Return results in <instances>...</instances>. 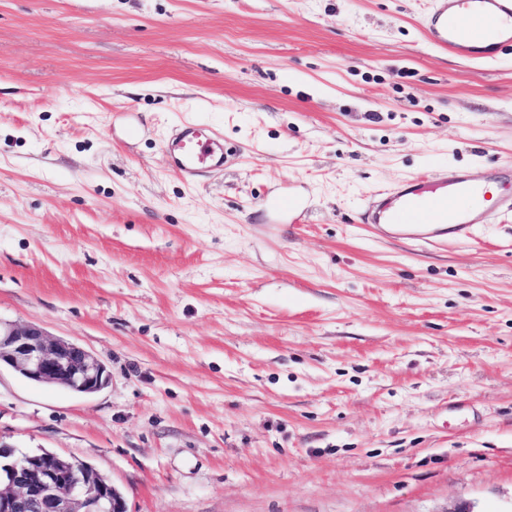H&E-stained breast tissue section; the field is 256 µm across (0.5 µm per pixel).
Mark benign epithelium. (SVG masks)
Returning <instances> with one entry per match:
<instances>
[{
    "instance_id": "7a95c632",
    "label": "benign epithelium",
    "mask_w": 512,
    "mask_h": 512,
    "mask_svg": "<svg viewBox=\"0 0 512 512\" xmlns=\"http://www.w3.org/2000/svg\"><path fill=\"white\" fill-rule=\"evenodd\" d=\"M39 384L73 392L101 390L109 376L83 346L50 337L37 325L0 322V366ZM111 481L56 453H16L0 442V512H127Z\"/></svg>"
}]
</instances>
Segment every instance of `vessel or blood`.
<instances>
[{"label": "vessel or blood", "instance_id": "1", "mask_svg": "<svg viewBox=\"0 0 512 512\" xmlns=\"http://www.w3.org/2000/svg\"><path fill=\"white\" fill-rule=\"evenodd\" d=\"M425 25L433 47L465 59H493L512 48V0H433ZM166 149L173 167L187 180L224 165L223 140L202 126H178ZM499 181L494 175L478 182L463 173L407 179L379 194L368 221L394 240L467 243L485 218L484 211L473 208L475 198L490 208L512 211V197L498 193Z\"/></svg>", "mask_w": 512, "mask_h": 512}]
</instances>
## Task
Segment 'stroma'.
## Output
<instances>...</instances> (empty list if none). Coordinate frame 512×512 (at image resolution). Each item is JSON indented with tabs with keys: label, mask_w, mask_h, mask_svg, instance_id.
Listing matches in <instances>:
<instances>
[{
	"label": "stroma",
	"mask_w": 512,
	"mask_h": 512,
	"mask_svg": "<svg viewBox=\"0 0 512 512\" xmlns=\"http://www.w3.org/2000/svg\"><path fill=\"white\" fill-rule=\"evenodd\" d=\"M430 6L0 0V320L110 376L1 367V440L127 512H512V212L432 249L364 223L512 166V50L435 49ZM185 122L223 169L173 168Z\"/></svg>",
	"instance_id": "obj_1"
}]
</instances>
